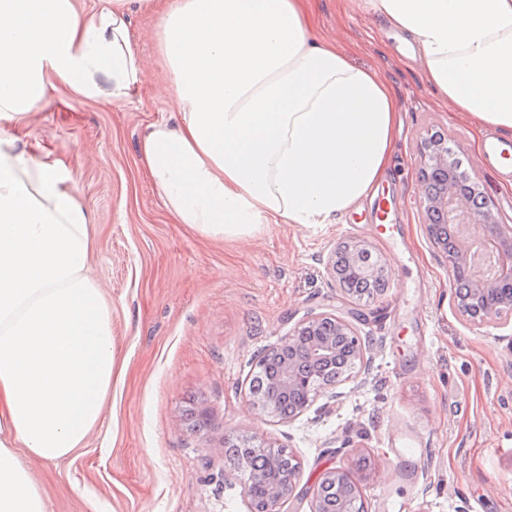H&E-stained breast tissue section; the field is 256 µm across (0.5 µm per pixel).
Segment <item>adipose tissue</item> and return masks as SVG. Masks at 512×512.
<instances>
[{
  "mask_svg": "<svg viewBox=\"0 0 512 512\" xmlns=\"http://www.w3.org/2000/svg\"><path fill=\"white\" fill-rule=\"evenodd\" d=\"M366 2L412 35L455 111L512 132V0ZM136 10L160 16L177 106L146 125L137 161L174 223L203 236L331 223L384 179L402 125L379 71L316 39L299 0H0V512H46L29 463L83 445L115 366L93 217L18 131L57 84L131 97L147 77Z\"/></svg>",
  "mask_w": 512,
  "mask_h": 512,
  "instance_id": "ef3b65f1",
  "label": "adipose tissue"
}]
</instances>
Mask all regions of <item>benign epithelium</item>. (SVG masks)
Returning <instances> with one entry per match:
<instances>
[{
	"mask_svg": "<svg viewBox=\"0 0 512 512\" xmlns=\"http://www.w3.org/2000/svg\"><path fill=\"white\" fill-rule=\"evenodd\" d=\"M420 165L424 176L440 173L444 188L436 193L424 187L419 207L427 224V232L433 245L446 256L448 272L457 276L460 270L471 273L468 288L456 291V307L461 317L474 324L512 322V226L502 223L490 198L477 199V182L451 158L447 142L426 139L419 150ZM457 218L464 224H480L483 233L473 239L480 245L485 241L495 244V252L481 257L479 253L458 249L448 253L446 240L440 234L442 224H451ZM343 339L353 359L364 360L363 346L353 327L345 319L329 314H312L298 323L288 335L272 347L262 351L259 357L273 352L288 351V363L278 378L279 388L291 390L303 384L311 385L306 401L298 408H284L276 402L260 404L251 402L256 415L264 419L276 415L293 417L306 410L318 392L333 389L335 379L310 383V378L296 365L302 356L317 368L336 355V339ZM299 477V466L289 467L283 473L267 479L265 496L249 500L250 512H279L280 505L293 493ZM331 479L344 485L343 512H357L361 500L358 478L344 468L326 470L321 480Z\"/></svg>",
	"mask_w": 512,
	"mask_h": 512,
	"instance_id": "benign-epithelium-1",
	"label": "benign epithelium"
}]
</instances>
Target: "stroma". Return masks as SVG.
<instances>
[{
	"label": "stroma",
	"mask_w": 512,
	"mask_h": 512,
	"mask_svg": "<svg viewBox=\"0 0 512 512\" xmlns=\"http://www.w3.org/2000/svg\"><path fill=\"white\" fill-rule=\"evenodd\" d=\"M316 38L374 67L402 105L386 178L332 223L269 224L212 239L173 223L140 172L148 122L175 111L145 82L127 101L49 88L26 131L72 179L94 216L90 274L112 318L115 371L100 422L58 462H31L47 512H248L227 441L286 449L300 466L281 512H312L324 469L359 479L367 512H512V323L472 326L456 310L442 255L419 208V147L443 136L512 225V171L476 148L479 133L428 84L402 34L360 0H303ZM149 70L162 55L156 14L131 18ZM365 242L388 270L369 299L327 272L336 245ZM349 321L366 347L335 395L291 419H259L256 357L308 314ZM408 442L416 455H396Z\"/></svg>",
	"instance_id": "stroma-1"
}]
</instances>
